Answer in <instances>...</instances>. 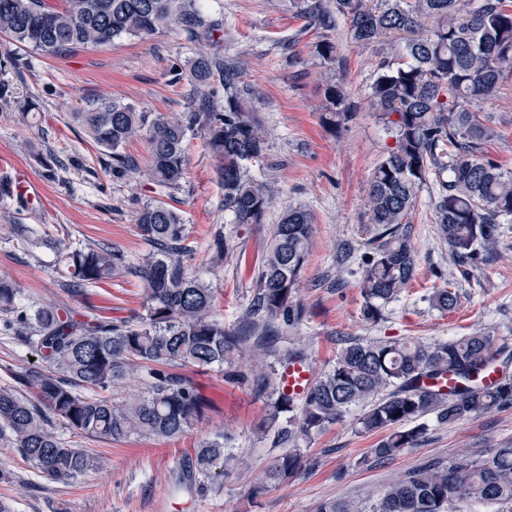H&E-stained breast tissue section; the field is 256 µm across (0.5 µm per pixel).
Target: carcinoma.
Returning a JSON list of instances; mask_svg holds the SVG:
<instances>
[{
	"label": "carcinoma",
	"mask_w": 512,
	"mask_h": 512,
	"mask_svg": "<svg viewBox=\"0 0 512 512\" xmlns=\"http://www.w3.org/2000/svg\"><path fill=\"white\" fill-rule=\"evenodd\" d=\"M307 27L330 32L344 18L350 39L386 49L370 86L369 105L395 138L371 178L366 215L373 235L362 259L361 313L377 321L418 273L411 239V217L420 192L435 176L436 229L468 280L498 255L500 219L512 215V172L488 155L500 136L490 112L477 106L494 96L512 75V7L507 0H291ZM186 35L202 44L189 67L202 111L181 117L141 112L111 103L77 113L88 137L112 158V170L136 167L121 152L142 134L150 145L152 180L175 188L185 174L189 136L201 133L217 162L224 189V211L239 226L261 224L272 204L269 187L253 178L249 165L265 150L255 102L260 92L242 80L239 64L209 51L224 21L206 15L198 0H67L61 10L46 0H0V33L12 42L49 55L112 43L123 34L139 38L160 30ZM316 54L336 61L337 46L324 38ZM224 90L218 98L215 83ZM332 116L346 120L354 112L341 85L324 84ZM448 178H443V175ZM141 236L152 247L142 262L126 260L108 244L55 246L57 261L75 294L114 277L143 281L144 313L112 319L82 314L45 303L35 310L18 304V288L0 278V314L4 328L36 349L41 365L17 376L28 399L0 392V434L9 433L21 456L42 477L67 482L97 466L84 449L60 439L56 419L74 433L107 440L132 435L168 439L184 434L206 407L184 367L224 365V355L254 340L259 354L277 352L276 322L296 326L304 318L298 298L299 276L311 246L309 214L286 210L274 225L271 242L258 264L257 292L241 325L224 326L215 313L212 289L190 272L193 254L182 215L162 201L139 210ZM432 306L455 309L453 284L436 289ZM507 347L483 333L424 344L416 341L344 340L331 368L301 397L288 396L265 373L251 376L257 397L266 400L270 427L288 449L265 473V484L285 481L303 466L291 448L297 435L311 437L340 421L353 406L363 412L358 431L380 433L372 449L378 461L418 445L425 426L417 420L433 414L441 424L478 418L512 408V377L502 375L489 387L476 378L493 367ZM144 374L146 392L115 401L104 392ZM451 373L460 385L444 392L424 378ZM286 425H278L280 415ZM234 460L217 439L194 445L178 484L198 494L213 488ZM512 506V445L487 457L465 456L443 467L427 464L392 482L369 512H453L460 500ZM316 512H362L350 501H324Z\"/></svg>",
	"instance_id": "1"
}]
</instances>
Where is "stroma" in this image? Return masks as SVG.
Segmentation results:
<instances>
[{
  "mask_svg": "<svg viewBox=\"0 0 512 512\" xmlns=\"http://www.w3.org/2000/svg\"><path fill=\"white\" fill-rule=\"evenodd\" d=\"M202 6L224 21L221 55L243 62L245 81L261 94L257 110L266 133L265 158L252 172L273 190L263 223L231 224L215 160L202 135L188 139L185 175L179 188L168 190L146 175V137L123 148L136 160V170L117 174L76 118L90 106L112 102L178 116L193 110L198 99L186 71L198 43L166 32L148 38L122 35L105 47L52 56L0 36V154L12 159L0 169V275L14 281L21 303L29 308L44 303L78 307L86 301L115 318L142 313L144 284L137 279H112L92 288L85 300L68 292L51 243H105L128 260L140 261L151 247L139 233L137 213L160 200L178 210L187 224L194 250L190 269L214 289L218 316L225 325L238 324L256 293V264L274 225L284 211L297 207L312 222L311 252L300 274L305 317L297 326H281L277 347L279 352H304L314 376L331 367L347 338L431 343L480 331L512 346V217L502 220L497 259L463 280L437 235L431 183L412 215L416 280L378 322L361 314L359 263L370 237L368 185L384 153L395 145L367 105L378 47L351 42L345 23H338L331 34L337 60L329 65L315 52L318 32L305 29L288 0H202ZM328 79L340 83L359 105L356 116L338 127L328 123L324 109ZM486 108L494 112L502 133L490 154L512 171V78ZM21 179L37 186L39 200L10 195ZM16 224L27 227V236L13 232ZM219 229L234 241L233 254L221 262L213 258ZM451 282L459 296L454 312L444 314L424 302L425 294ZM33 354L0 326V390L23 395L16 377L30 368ZM278 354L261 356L244 345L227 355L223 367L192 369L207 406L180 437L132 436L117 442L79 436L54 423L59 438L84 448L100 463L98 470L68 483L44 480L8 436H1L0 502L12 512H315L327 500L369 505L398 477L426 463L447 466L512 442V409L452 425L439 424L430 414L417 447L366 466L362 460L369 458L377 438L358 433L362 410L357 407L323 433L298 438L306 470L251 499L250 485L262 479L282 450L261 432L268 418L264 400L255 397L250 383L225 380L224 374L256 365L266 372L280 370ZM219 435L242 467L206 495L176 490L172 474L185 452L199 440Z\"/></svg>",
  "mask_w": 512,
  "mask_h": 512,
  "instance_id": "35a3bbf8",
  "label": "stroma"
}]
</instances>
